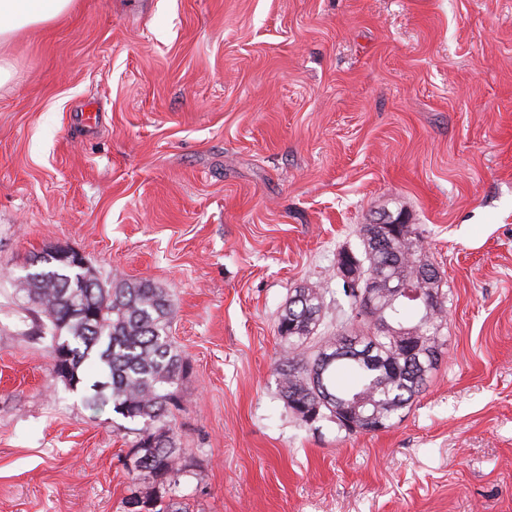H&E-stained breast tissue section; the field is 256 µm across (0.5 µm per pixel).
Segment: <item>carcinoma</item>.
Instances as JSON below:
<instances>
[{"mask_svg":"<svg viewBox=\"0 0 512 512\" xmlns=\"http://www.w3.org/2000/svg\"><path fill=\"white\" fill-rule=\"evenodd\" d=\"M379 236L376 226L366 225L361 255L343 251L339 264L358 274L362 283L367 272L409 279L413 288L439 295L440 306L427 312L409 298L389 295L378 316L386 325L383 330L358 319L357 289L344 287L345 324L336 335L322 336L309 345L322 301L314 288L296 291L299 298L291 300L278 317L285 345L276 373L282 398L305 423L316 410L318 416L336 420L340 430L361 432L357 420L343 421L336 403L344 402L378 414L391 426L421 393L441 360L447 293L441 288L439 271L424 254L420 232L413 224H400L396 236L387 241ZM14 287L34 305L50 335H59L51 340L52 361H57L58 347L67 345L69 387L84 390L86 407L95 412L110 407L142 424L131 461L151 482L125 499L124 506L143 501L152 505L147 512H169L162 507L163 493L177 486L181 468L175 435L165 419L180 407L177 385L189 372V364L170 340L168 294L148 281L103 282L91 269L72 267L62 256L49 267L14 278ZM407 328L420 331L410 348L399 336ZM348 335L368 345L376 343L375 358L349 357Z\"/></svg>","mask_w":512,"mask_h":512,"instance_id":"1","label":"carcinoma"}]
</instances>
